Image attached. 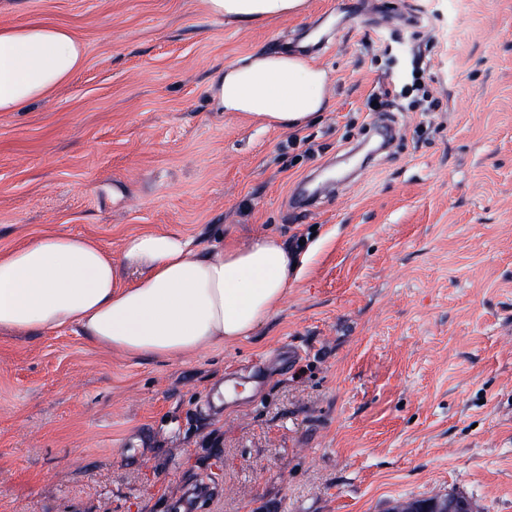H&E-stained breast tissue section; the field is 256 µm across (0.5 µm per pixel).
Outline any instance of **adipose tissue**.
<instances>
[{
	"label": "adipose tissue",
	"mask_w": 512,
	"mask_h": 512,
	"mask_svg": "<svg viewBox=\"0 0 512 512\" xmlns=\"http://www.w3.org/2000/svg\"><path fill=\"white\" fill-rule=\"evenodd\" d=\"M210 14L251 24L301 12L306 0H206ZM84 61L68 30L0 28V112L48 96ZM326 72L288 52L247 53L215 71L216 111L259 127L297 130L326 106ZM276 237L226 239L215 254L178 233L127 236L118 253L95 239L49 229L0 254V332L73 329L97 346L168 361L254 334L302 269Z\"/></svg>",
	"instance_id": "1"
}]
</instances>
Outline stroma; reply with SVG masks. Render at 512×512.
I'll use <instances>...</instances> for the list:
<instances>
[{
	"mask_svg": "<svg viewBox=\"0 0 512 512\" xmlns=\"http://www.w3.org/2000/svg\"><path fill=\"white\" fill-rule=\"evenodd\" d=\"M33 22L85 60L0 112V252L49 228L112 251L144 231L313 249L254 336L205 352L0 333V512H389L452 494L512 512V0H307L248 25L205 0H0V27ZM432 25L441 116L294 208L376 122L385 47ZM287 45L329 76L295 145L207 94L218 68Z\"/></svg>",
	"mask_w": 512,
	"mask_h": 512,
	"instance_id": "35a3bbf8",
	"label": "stroma"
}]
</instances>
